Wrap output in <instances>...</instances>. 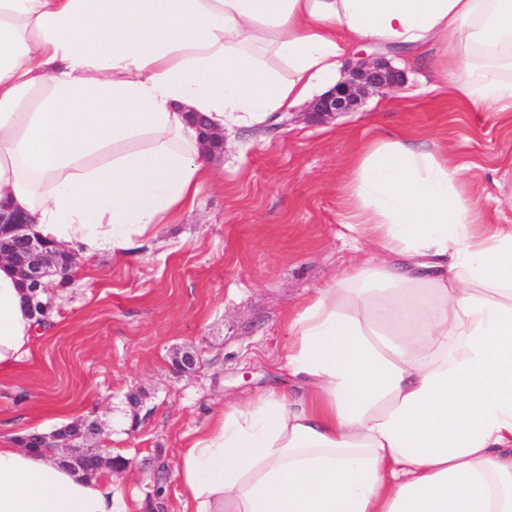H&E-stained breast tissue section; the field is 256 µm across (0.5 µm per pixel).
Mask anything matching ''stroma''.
<instances>
[{"label":"stroma","instance_id":"1","mask_svg":"<svg viewBox=\"0 0 512 512\" xmlns=\"http://www.w3.org/2000/svg\"><path fill=\"white\" fill-rule=\"evenodd\" d=\"M403 71L401 87L357 111L228 134L216 175L155 238L87 260L86 280L54 289L52 326L0 376V435L18 422L52 433L73 408L122 459L112 491L126 512H179L184 442L225 404L278 383L289 315L363 259L339 237L357 153L378 139L436 144L467 166L490 222H512V112L438 91L436 70ZM178 351L196 370L173 366Z\"/></svg>","mask_w":512,"mask_h":512}]
</instances>
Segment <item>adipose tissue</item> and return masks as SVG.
I'll list each match as a JSON object with an SVG mask.
<instances>
[{"instance_id":"ef3b65f1","label":"adipose tissue","mask_w":512,"mask_h":512,"mask_svg":"<svg viewBox=\"0 0 512 512\" xmlns=\"http://www.w3.org/2000/svg\"><path fill=\"white\" fill-rule=\"evenodd\" d=\"M365 43L512 112V0H0V201L78 256L128 254L213 175L188 113L265 126ZM467 183L409 139L356 157L343 237L383 260L317 287L284 381L185 443L181 512H512V224ZM36 326L0 263V375ZM17 437L0 435V512H123Z\"/></svg>"}]
</instances>
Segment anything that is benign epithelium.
I'll return each instance as SVG.
<instances>
[{"mask_svg": "<svg viewBox=\"0 0 512 512\" xmlns=\"http://www.w3.org/2000/svg\"><path fill=\"white\" fill-rule=\"evenodd\" d=\"M359 60L348 76L326 95L311 103L305 114L313 121L333 118L351 112L367 97L390 91L402 82V72L377 53L357 52ZM192 121L198 126L205 149L215 154L224 148V135L215 131L208 120L195 113ZM29 219L18 212L0 207V262H7L20 277L25 297L32 311L41 310L50 302L43 295L50 288L49 278L68 279V270L74 263L70 252L58 245L27 233ZM62 447L73 461H86L95 470L105 466L116 468L111 458L104 456L103 449L93 448L87 442L74 438L63 439Z\"/></svg>", "mask_w": 512, "mask_h": 512, "instance_id": "1", "label": "benign epithelium"}]
</instances>
